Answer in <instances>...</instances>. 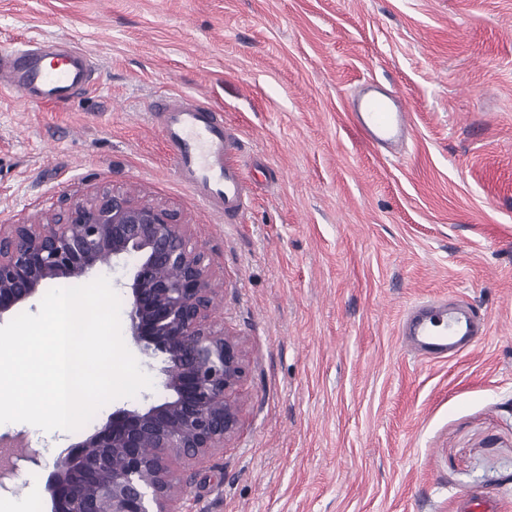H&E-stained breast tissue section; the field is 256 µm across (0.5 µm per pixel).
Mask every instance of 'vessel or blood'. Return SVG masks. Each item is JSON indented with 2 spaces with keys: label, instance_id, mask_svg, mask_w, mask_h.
Listing matches in <instances>:
<instances>
[{
  "label": "vessel or blood",
  "instance_id": "1",
  "mask_svg": "<svg viewBox=\"0 0 512 512\" xmlns=\"http://www.w3.org/2000/svg\"><path fill=\"white\" fill-rule=\"evenodd\" d=\"M90 82L89 57L76 47H33L20 42L0 49V94L17 93L25 104H62ZM152 112L183 182L225 223L239 222L247 210L250 189L239 161L241 141L225 125L222 112L190 95L160 97ZM350 116L369 149L394 156L408 143L411 114L396 92L359 96ZM487 334L485 317L460 299L414 304L402 326L411 351L429 361L471 352Z\"/></svg>",
  "mask_w": 512,
  "mask_h": 512
}]
</instances>
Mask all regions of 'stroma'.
Here are the masks:
<instances>
[{
    "instance_id": "obj_1",
    "label": "stroma",
    "mask_w": 512,
    "mask_h": 512,
    "mask_svg": "<svg viewBox=\"0 0 512 512\" xmlns=\"http://www.w3.org/2000/svg\"><path fill=\"white\" fill-rule=\"evenodd\" d=\"M71 41L94 87L0 95V224L102 186L177 210L243 344V425L193 470L187 512H512V0H0V46ZM413 114L403 155L364 147V83ZM191 94L245 146L238 224L185 186L150 107ZM456 296L470 355L403 352L405 308Z\"/></svg>"
}]
</instances>
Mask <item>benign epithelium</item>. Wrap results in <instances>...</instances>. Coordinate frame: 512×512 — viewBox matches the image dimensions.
I'll use <instances>...</instances> for the list:
<instances>
[{
	"instance_id": "1",
	"label": "benign epithelium",
	"mask_w": 512,
	"mask_h": 512,
	"mask_svg": "<svg viewBox=\"0 0 512 512\" xmlns=\"http://www.w3.org/2000/svg\"><path fill=\"white\" fill-rule=\"evenodd\" d=\"M124 258L134 259L124 284L129 338L145 359H161L165 396L113 411L59 453L50 512H183L184 472L242 426V344L214 319L210 264L174 209L100 188L39 224H1L0 319L50 282Z\"/></svg>"
}]
</instances>
